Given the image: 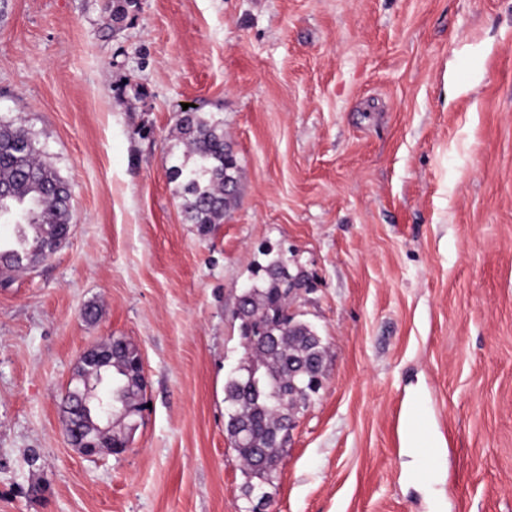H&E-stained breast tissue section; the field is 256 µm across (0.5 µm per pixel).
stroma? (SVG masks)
I'll list each match as a JSON object with an SVG mask.
<instances>
[{
  "mask_svg": "<svg viewBox=\"0 0 512 512\" xmlns=\"http://www.w3.org/2000/svg\"><path fill=\"white\" fill-rule=\"evenodd\" d=\"M110 6L0 4V122L74 216L0 272V512H252L224 383L266 247L327 348L266 512H512V0H136L114 27ZM186 104L240 167L206 233L168 175ZM110 336L149 407L126 452L86 456L62 398Z\"/></svg>",
  "mask_w": 512,
  "mask_h": 512,
  "instance_id": "obj_1",
  "label": "stroma"
}]
</instances>
